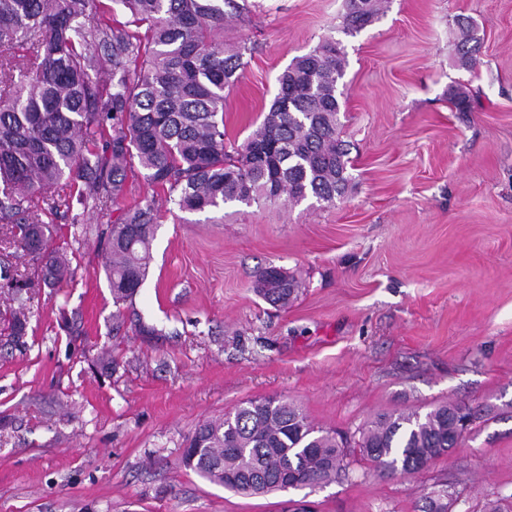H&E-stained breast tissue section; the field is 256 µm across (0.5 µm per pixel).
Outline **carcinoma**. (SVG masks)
Here are the masks:
<instances>
[{"instance_id":"1","label":"carcinoma","mask_w":512,"mask_h":512,"mask_svg":"<svg viewBox=\"0 0 512 512\" xmlns=\"http://www.w3.org/2000/svg\"><path fill=\"white\" fill-rule=\"evenodd\" d=\"M98 0H0V224L17 233L53 288L69 268L47 251L60 208L102 210L123 197L138 161L146 180L180 211L222 209L284 199L333 204L351 188L348 149L339 139L347 66L341 42L324 38L278 78L259 126L227 147L224 88L241 66L242 49L224 46V21L241 16L238 0H115L131 19L92 24ZM385 0H346L344 31L356 34L383 13ZM458 62H476L480 38L458 22ZM97 43L101 53L92 51ZM112 64L105 85L101 60ZM61 191L48 199L43 191ZM154 200L124 209L106 231L105 275L114 303L132 299L152 261ZM277 267L257 271V293L286 306L297 281ZM33 284L12 279L17 304L11 336L27 331ZM477 410L438 404L425 413L376 415L359 428L355 447L382 475H409L449 455L461 421ZM181 464L242 496L315 489L349 476L347 443L313 424L294 403L247 400L200 424ZM448 488L424 496L422 512H448Z\"/></svg>"}]
</instances>
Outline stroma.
Here are the masks:
<instances>
[{"label":"stroma","mask_w":512,"mask_h":512,"mask_svg":"<svg viewBox=\"0 0 512 512\" xmlns=\"http://www.w3.org/2000/svg\"><path fill=\"white\" fill-rule=\"evenodd\" d=\"M224 40L246 46L226 89V140L256 128L293 58L341 39L348 65L341 138L354 188L332 204L284 200L181 212L134 168L117 206L159 202L149 274L114 304L100 232L67 213L49 248L72 280L32 294L27 333L9 337L0 291V512H417L441 484L454 512L512 501V0H388L353 36L344 0H247ZM482 40L456 65L457 21ZM464 86L472 108L448 91ZM301 292L277 309L261 268ZM300 406L354 439L384 412L448 400L480 410L448 457L403 477L355 460L313 493L224 491L183 468L202 421L255 398ZM282 274L285 278L283 285H272L274 278ZM255 286L257 293L266 301L274 305L286 306L292 302L298 293V283L280 268L265 267L257 271Z\"/></svg>","instance_id":"obj_1"}]
</instances>
